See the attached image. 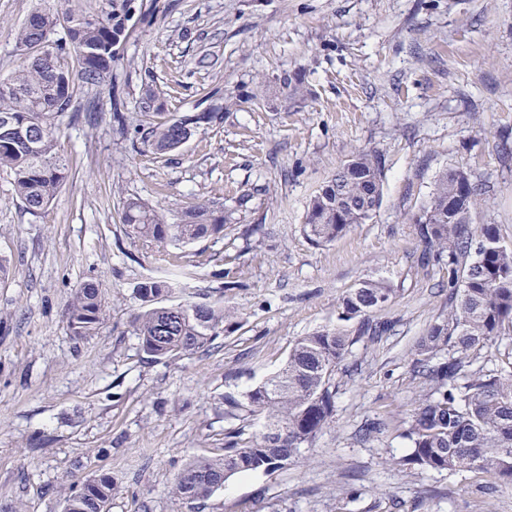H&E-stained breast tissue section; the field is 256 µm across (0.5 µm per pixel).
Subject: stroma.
Here are the masks:
<instances>
[{
    "label": "stroma",
    "instance_id": "stroma-1",
    "mask_svg": "<svg viewBox=\"0 0 512 512\" xmlns=\"http://www.w3.org/2000/svg\"><path fill=\"white\" fill-rule=\"evenodd\" d=\"M36 0H0V77L24 61L19 25ZM113 70L128 123L112 121L109 85L80 94L93 113L62 116L70 177L32 215L0 174V512H63L70 488L112 477L110 512H512V489L480 472L404 474L402 420L419 390L414 345L448 311L442 271H424L411 217L438 173L470 168L488 191L471 215L512 248V0H144ZM218 55L201 67L203 54ZM299 74L290 99L279 79ZM167 115L221 108L176 153L138 130L146 89ZM385 160L382 203L366 223L317 246L306 206L353 152ZM173 214L205 203L233 229L188 245L127 235L122 200ZM263 230L251 234L252 225ZM177 279L174 302L223 294L239 325L208 350L154 361L130 321L133 289ZM371 276L397 291L377 317L394 324L354 344L336 371V412L288 469L230 478L205 503L174 489L179 470L224 448L226 394L277 372L294 342L336 325L338 299ZM95 279L106 304L94 335L70 336L75 288ZM384 420L383 433L359 428Z\"/></svg>",
    "mask_w": 512,
    "mask_h": 512
}]
</instances>
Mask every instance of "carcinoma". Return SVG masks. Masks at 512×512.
Returning a JSON list of instances; mask_svg holds the SVG:
<instances>
[{"mask_svg": "<svg viewBox=\"0 0 512 512\" xmlns=\"http://www.w3.org/2000/svg\"><path fill=\"white\" fill-rule=\"evenodd\" d=\"M137 0H102L95 13H60L55 0H39L19 26L16 46L25 63L0 79V171L10 176L14 196L37 214L63 189L69 162L58 141V117L80 90H92L112 75L128 40ZM64 36L57 37L58 26ZM161 108V93L147 90L141 116ZM216 109L147 122L144 139L153 153L179 150L192 131L215 118ZM383 155L355 152L307 205L303 231L315 245L336 241L371 219L382 203ZM485 181L459 166L443 170L429 200L411 218L422 246L420 264L447 273L448 314L415 342L414 372L421 385L404 417L408 453L393 459L401 472H482L512 488V362L489 367L482 351L512 333V249L500 243L496 225L475 226L472 210ZM127 234L149 243L191 244L224 235L227 217L199 204L170 218L138 198L123 201ZM174 282L138 284L141 311L132 320L140 349L154 360L193 354L235 324V312L219 300L169 304ZM383 278H367L339 298V321L298 338L285 366L239 396L224 398V418L237 426L224 433V455L193 459L177 474L176 493L204 501L231 477L288 468L299 449L311 445L336 412V367L355 343L371 335L372 314L394 299ZM102 284L74 290L67 309L70 335L90 336L104 313ZM265 430L242 439L256 416ZM112 480H87L65 499L64 512H110Z\"/></svg>", "mask_w": 512, "mask_h": 512, "instance_id": "1", "label": "carcinoma"}]
</instances>
